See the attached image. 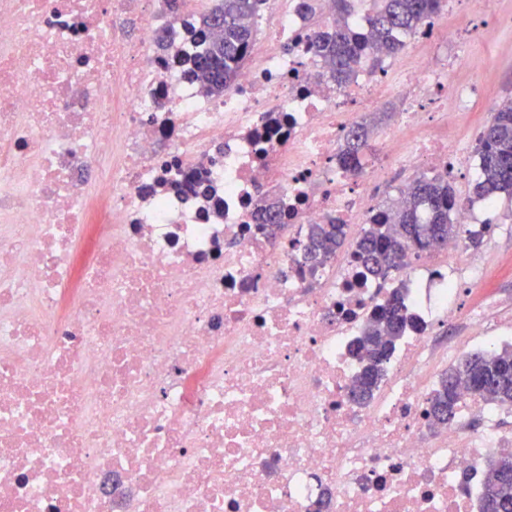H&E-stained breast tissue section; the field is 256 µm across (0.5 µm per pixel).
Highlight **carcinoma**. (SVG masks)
Returning a JSON list of instances; mask_svg holds the SVG:
<instances>
[{
	"label": "carcinoma",
	"instance_id": "cac0c4a2",
	"mask_svg": "<svg viewBox=\"0 0 512 512\" xmlns=\"http://www.w3.org/2000/svg\"><path fill=\"white\" fill-rule=\"evenodd\" d=\"M266 0H216L202 16L206 30H218L221 36L210 41L198 55L195 74L206 90L221 95L235 79L245 51L255 43L258 29L248 23ZM367 25L350 22L349 0H319L307 6L317 18L314 47L323 61V75L343 86L355 76L362 60L373 68L383 65V56L402 51L407 38L427 19L439 14L444 0H369ZM373 132L358 126L346 136L338 161L348 171L362 170L361 157L370 147ZM479 174L473 186L477 200H512V98L500 104L492 114L476 144ZM408 201L402 207L383 210L381 221L363 228L356 242L362 265L383 283L393 270H399L413 253L460 234L461 227L451 222L456 195L448 180L439 176H421L407 187ZM346 238L342 224H314L309 228L307 253L316 265H323L336 253ZM409 318L403 297L396 291L388 302L377 308L358 340L356 356L367 367L352 391L357 401L371 398L390 358L394 342L403 335ZM466 386L475 396L512 408V347L477 350L469 353L446 371L430 401L432 424L454 421L459 389ZM482 512H512V453L494 456L486 467Z\"/></svg>",
	"mask_w": 512,
	"mask_h": 512
}]
</instances>
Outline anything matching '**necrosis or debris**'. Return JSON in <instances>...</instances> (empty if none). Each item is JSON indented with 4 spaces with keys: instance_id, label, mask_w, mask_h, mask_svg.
<instances>
[{
    "instance_id": "obj_1",
    "label": "necrosis or debris",
    "mask_w": 512,
    "mask_h": 512,
    "mask_svg": "<svg viewBox=\"0 0 512 512\" xmlns=\"http://www.w3.org/2000/svg\"><path fill=\"white\" fill-rule=\"evenodd\" d=\"M207 0H0V512H480L503 414L463 393L430 425L440 364L512 339L462 239L404 276L414 321L373 398L351 345L387 289L354 247L322 266L306 231L382 213L388 170L454 177L462 145L422 140L479 91L453 75L490 27L442 18L383 71L322 76L301 0H270L223 96L193 75ZM415 95L337 161L379 95ZM273 209L279 229L259 221ZM460 326L437 347L433 323Z\"/></svg>"
}]
</instances>
